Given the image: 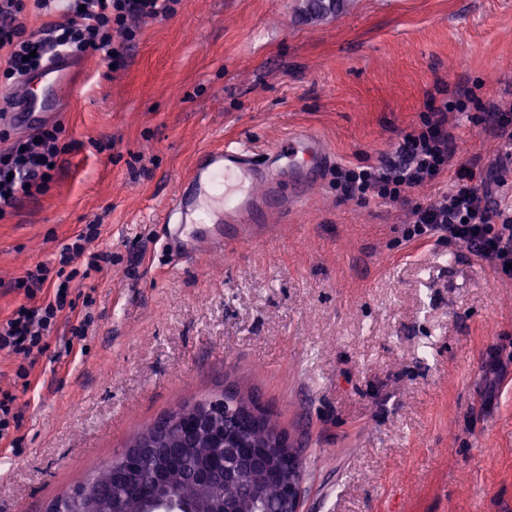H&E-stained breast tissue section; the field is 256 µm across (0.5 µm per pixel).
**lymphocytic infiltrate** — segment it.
<instances>
[{
	"label": "lymphocytic infiltrate",
	"instance_id": "f902f5d3",
	"mask_svg": "<svg viewBox=\"0 0 512 512\" xmlns=\"http://www.w3.org/2000/svg\"><path fill=\"white\" fill-rule=\"evenodd\" d=\"M179 0H0V77L7 81L62 55L99 53L113 58L114 42L134 40L136 19L167 17ZM54 13L55 21L29 27V7ZM473 99L464 91L422 113L395 150L377 162L336 170V188L366 203L395 200L411 189L449 175L440 200L412 209V235L435 236L466 244L497 275L512 279V171L505 162L483 165L480 157L457 159V138L448 130V115L464 112ZM62 126H43L0 150V220L26 199L44 195L54 178V165L65 148ZM27 299L0 321V351L33 361L45 351L44 339L54 329L69 294L68 281L51 283L44 265L26 270L14 282Z\"/></svg>",
	"mask_w": 512,
	"mask_h": 512
}]
</instances>
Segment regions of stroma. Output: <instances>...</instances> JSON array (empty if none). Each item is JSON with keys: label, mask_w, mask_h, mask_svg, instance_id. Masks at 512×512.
I'll return each mask as SVG.
<instances>
[{"label": "stroma", "mask_w": 512, "mask_h": 512, "mask_svg": "<svg viewBox=\"0 0 512 512\" xmlns=\"http://www.w3.org/2000/svg\"><path fill=\"white\" fill-rule=\"evenodd\" d=\"M115 61L89 54L60 109L50 190L0 220V320L12 286L86 224L111 267L72 265L95 320L65 309L30 370L0 351L18 442L1 450L0 512L52 505L178 406L225 385L301 445L303 512H512V280L463 245L406 236L414 204H361L325 171L308 207L259 244L188 260L163 211L197 153L309 128L334 164L390 154L433 98L473 88L512 110V0H180L139 22ZM459 161L502 155L452 112ZM73 351L63 355L65 340Z\"/></svg>", "instance_id": "obj_1"}]
</instances>
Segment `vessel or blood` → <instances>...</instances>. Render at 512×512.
<instances>
[{"label":"vessel or blood","instance_id":"obj_1","mask_svg":"<svg viewBox=\"0 0 512 512\" xmlns=\"http://www.w3.org/2000/svg\"><path fill=\"white\" fill-rule=\"evenodd\" d=\"M79 67L65 55L23 81L0 121L28 130L48 118L74 89ZM332 161L326 140L311 130L289 133L261 153L237 142L206 148L167 204L170 245L194 259L243 242L242 225L273 224L302 211Z\"/></svg>","mask_w":512,"mask_h":512}]
</instances>
